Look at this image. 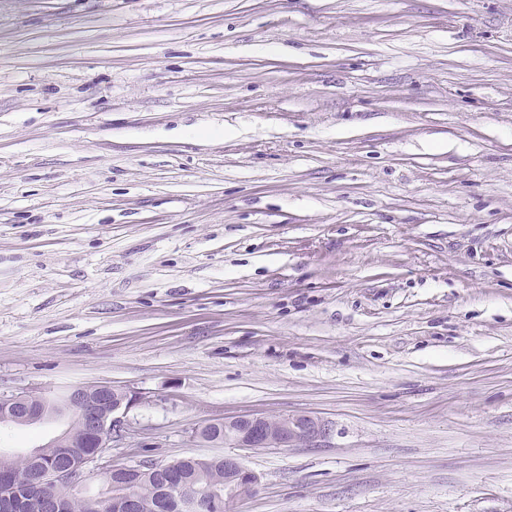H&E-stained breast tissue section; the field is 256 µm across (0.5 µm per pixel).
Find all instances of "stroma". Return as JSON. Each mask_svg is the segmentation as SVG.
I'll return each instance as SVG.
<instances>
[{
  "instance_id": "stroma-1",
  "label": "stroma",
  "mask_w": 512,
  "mask_h": 512,
  "mask_svg": "<svg viewBox=\"0 0 512 512\" xmlns=\"http://www.w3.org/2000/svg\"><path fill=\"white\" fill-rule=\"evenodd\" d=\"M100 383L330 421L234 512H512V0H0V396Z\"/></svg>"
}]
</instances>
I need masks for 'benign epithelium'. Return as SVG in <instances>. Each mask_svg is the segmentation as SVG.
Segmentation results:
<instances>
[{"label":"benign epithelium","mask_w":512,"mask_h":512,"mask_svg":"<svg viewBox=\"0 0 512 512\" xmlns=\"http://www.w3.org/2000/svg\"><path fill=\"white\" fill-rule=\"evenodd\" d=\"M137 403V396L117 391L109 385L71 387L61 400L54 401L47 395L34 396L20 393L8 398L0 397V424L31 426L45 421L60 419L68 414L78 415L82 423L83 438L72 441L65 430L50 441L63 448H86L80 462L70 468L58 469L45 466L36 473L41 495L33 501L32 512H59L60 504L54 497L56 486L66 483L82 487L94 474L89 465L102 460L106 450L112 447V438L122 428V417ZM212 429H224L226 441L242 449H288L296 445H317L326 441L331 433L329 421L314 415L301 414L276 420L266 416H242L230 421L215 420L208 424ZM174 462L156 464L153 469L166 475L164 492L167 512H213L219 503L213 491L206 485L186 487L176 481L172 469ZM258 477L248 470L236 455L224 456V512H233L234 504L252 490ZM93 512H138L139 497L134 484L128 483L112 498L91 500Z\"/></svg>","instance_id":"obj_1"}]
</instances>
